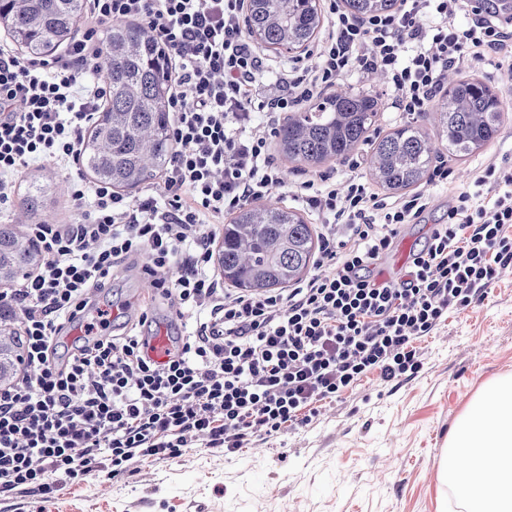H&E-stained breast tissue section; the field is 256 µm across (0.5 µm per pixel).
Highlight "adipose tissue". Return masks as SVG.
Segmentation results:
<instances>
[{
	"instance_id": "adipose-tissue-1",
	"label": "adipose tissue",
	"mask_w": 512,
	"mask_h": 512,
	"mask_svg": "<svg viewBox=\"0 0 512 512\" xmlns=\"http://www.w3.org/2000/svg\"><path fill=\"white\" fill-rule=\"evenodd\" d=\"M440 478L465 512H512V377L477 393L448 436Z\"/></svg>"
}]
</instances>
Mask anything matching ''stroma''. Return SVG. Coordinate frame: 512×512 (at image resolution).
Listing matches in <instances>:
<instances>
[{
    "label": "stroma",
    "mask_w": 512,
    "mask_h": 512,
    "mask_svg": "<svg viewBox=\"0 0 512 512\" xmlns=\"http://www.w3.org/2000/svg\"><path fill=\"white\" fill-rule=\"evenodd\" d=\"M512 154V107L504 111L498 138L470 157L440 148L447 182L428 181L421 190L431 204L413 224L403 225L381 267L403 273L433 225L446 221L453 195L467 185L472 169L487 159ZM67 171L35 161L17 179L0 222L27 233L30 225L70 223L75 215ZM48 189V204L27 211L30 180ZM120 322L148 312L145 335L182 327L167 300L154 298L148 281L127 264L99 296ZM423 368L414 378L386 382L364 379L340 401H324L307 425L223 456L186 449L182 456L135 464L112 478L93 471L49 495L0 494V512H461L455 493L439 479L448 433L471 399L489 380L512 375V269L501 273L484 300L451 311L419 342Z\"/></svg>",
    "instance_id": "1"
}]
</instances>
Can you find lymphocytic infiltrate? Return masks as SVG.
Returning a JSON list of instances; mask_svg holds the SVG:
<instances>
[{
  "instance_id": "lymphocytic-infiltrate-1",
  "label": "lymphocytic infiltrate",
  "mask_w": 512,
  "mask_h": 512,
  "mask_svg": "<svg viewBox=\"0 0 512 512\" xmlns=\"http://www.w3.org/2000/svg\"><path fill=\"white\" fill-rule=\"evenodd\" d=\"M246 2L86 0L83 30L54 60L0 43L1 204L30 161L77 163L106 97L105 84L82 75L112 24L138 22L165 48L175 144L161 181L137 198L79 174L70 196L92 199L91 210L71 224L31 225L45 261L0 290V312L21 313L26 360L17 382L0 389V494L50 493L52 475L116 477L199 440L231 454L311 422L320 402L342 399L369 375L412 378L423 366L418 341L512 266L511 158L476 168L404 274L382 279L380 260L428 197L387 200L358 175L289 184L271 155L281 117L350 73L380 77L392 108L413 116L432 108L449 70L511 64L512 13L499 0H399L396 11L368 17L324 0L325 31L271 86V60L245 33ZM279 188L343 236L323 235L317 272L297 287L260 296L220 288L211 267L220 224ZM130 259L148 274L171 270L155 292L192 325L166 362L146 351L148 314L112 336L95 303ZM77 319L87 338L60 357V334Z\"/></svg>"
}]
</instances>
